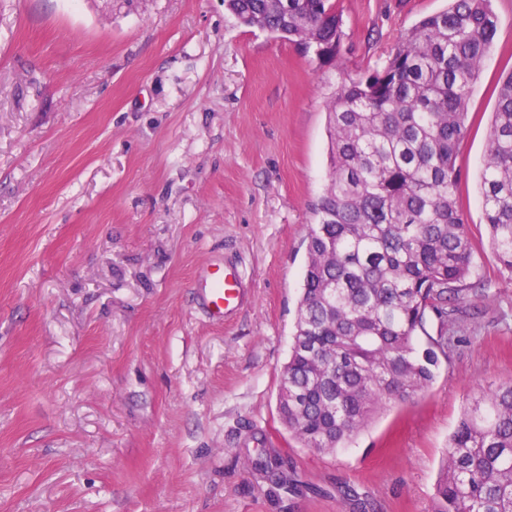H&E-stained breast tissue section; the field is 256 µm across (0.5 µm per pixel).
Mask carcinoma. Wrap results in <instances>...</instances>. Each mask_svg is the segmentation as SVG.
<instances>
[{"label":"carcinoma","instance_id":"carcinoma-1","mask_svg":"<svg viewBox=\"0 0 512 512\" xmlns=\"http://www.w3.org/2000/svg\"><path fill=\"white\" fill-rule=\"evenodd\" d=\"M224 9L336 58L342 19L332 0H224ZM491 0H449L420 20L384 64L329 104L330 179L314 208L296 331L278 414L306 448L330 452L392 401L434 380L445 325L471 290L472 247L458 207L456 166L468 96L494 44ZM481 201L497 263L512 273V72L498 85ZM249 461L285 484L283 460ZM432 512H512V384L474 395L448 442Z\"/></svg>","mask_w":512,"mask_h":512}]
</instances>
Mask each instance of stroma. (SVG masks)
I'll return each mask as SVG.
<instances>
[{"label": "stroma", "instance_id": "stroma-1", "mask_svg": "<svg viewBox=\"0 0 512 512\" xmlns=\"http://www.w3.org/2000/svg\"><path fill=\"white\" fill-rule=\"evenodd\" d=\"M336 63L224 0H0V512H431L471 397L512 383V273L479 190L512 0L469 95L457 164L472 297L433 383L345 448L277 413L328 104L448 0H333ZM242 307L208 318V262ZM283 457L295 491L246 456ZM197 288L202 292V300L210 316L216 320L236 311L244 300V280L235 265H209L197 280Z\"/></svg>", "mask_w": 512, "mask_h": 512}]
</instances>
